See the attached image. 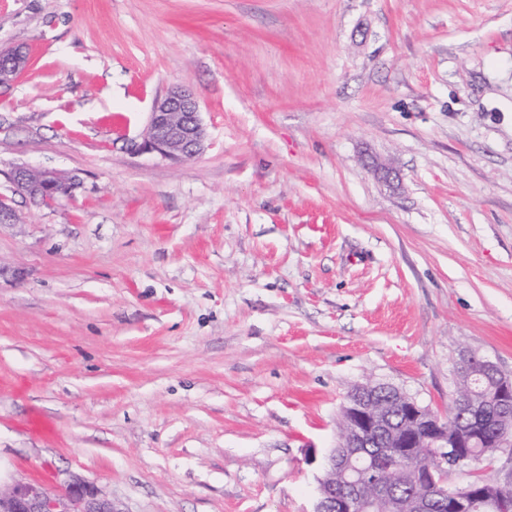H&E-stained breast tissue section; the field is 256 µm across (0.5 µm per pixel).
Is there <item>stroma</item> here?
Here are the masks:
<instances>
[{"label": "stroma", "mask_w": 512, "mask_h": 512, "mask_svg": "<svg viewBox=\"0 0 512 512\" xmlns=\"http://www.w3.org/2000/svg\"><path fill=\"white\" fill-rule=\"evenodd\" d=\"M11 44L0 482L311 512L355 386L445 416L463 354L512 377V0H0ZM177 84L204 151L139 152ZM4 60L0 62V89L9 88L31 65L30 51L26 46L17 45L1 48ZM15 194L30 202L50 205L63 190L71 193L73 182L50 170H36L29 167L16 168L11 174Z\"/></svg>", "instance_id": "stroma-1"}]
</instances>
